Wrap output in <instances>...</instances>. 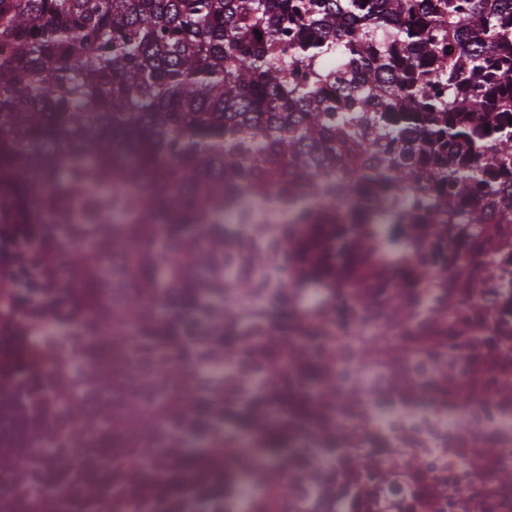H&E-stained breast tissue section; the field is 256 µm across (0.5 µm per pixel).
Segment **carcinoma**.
Returning <instances> with one entry per match:
<instances>
[{
    "mask_svg": "<svg viewBox=\"0 0 512 512\" xmlns=\"http://www.w3.org/2000/svg\"><path fill=\"white\" fill-rule=\"evenodd\" d=\"M272 194L303 280L455 281L512 224V0H0L6 512L184 497L224 418L194 371L236 336L225 250L265 259L224 206ZM381 213L430 248L394 275ZM126 329L138 366L106 362Z\"/></svg>",
    "mask_w": 512,
    "mask_h": 512,
    "instance_id": "1",
    "label": "carcinoma"
}]
</instances>
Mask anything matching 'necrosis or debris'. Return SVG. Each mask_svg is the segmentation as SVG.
Returning <instances> with one entry per match:
<instances>
[{
    "label": "necrosis or debris",
    "mask_w": 512,
    "mask_h": 512,
    "mask_svg": "<svg viewBox=\"0 0 512 512\" xmlns=\"http://www.w3.org/2000/svg\"><path fill=\"white\" fill-rule=\"evenodd\" d=\"M240 225L268 253L251 285L231 289L245 355L225 359L224 445L190 475L211 512H512V225H486L497 275L336 293L290 287L282 215L245 203ZM286 303L305 329L272 320ZM284 387L265 391L271 367Z\"/></svg>",
    "instance_id": "1"
}]
</instances>
